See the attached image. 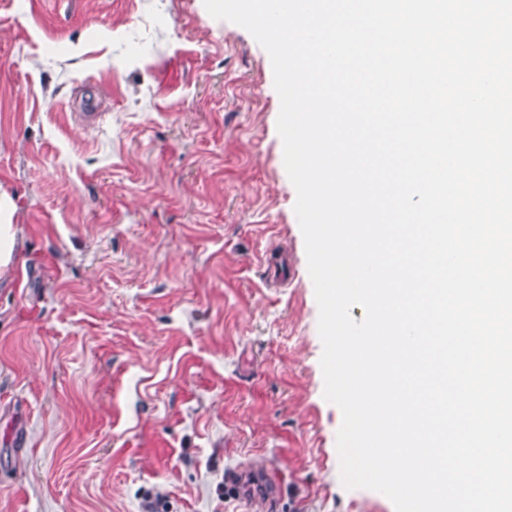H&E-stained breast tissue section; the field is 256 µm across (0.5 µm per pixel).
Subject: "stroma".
Wrapping results in <instances>:
<instances>
[{"instance_id":"1","label":"stroma","mask_w":512,"mask_h":512,"mask_svg":"<svg viewBox=\"0 0 512 512\" xmlns=\"http://www.w3.org/2000/svg\"><path fill=\"white\" fill-rule=\"evenodd\" d=\"M267 51L204 0H0V512H395L345 489ZM16 207L9 194L0 189V277L16 274L20 224H14ZM279 486L277 475L269 471L232 469L224 474V492L245 501L252 510L257 504L272 510Z\"/></svg>"}]
</instances>
